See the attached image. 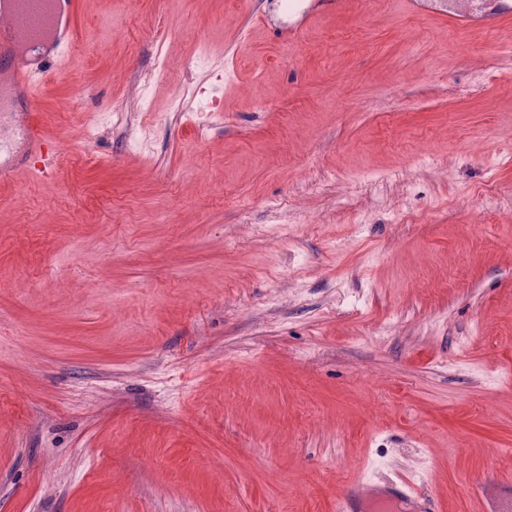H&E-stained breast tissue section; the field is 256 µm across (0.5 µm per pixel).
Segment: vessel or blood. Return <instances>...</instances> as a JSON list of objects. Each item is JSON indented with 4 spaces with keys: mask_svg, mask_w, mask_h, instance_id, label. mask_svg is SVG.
Masks as SVG:
<instances>
[{
    "mask_svg": "<svg viewBox=\"0 0 512 512\" xmlns=\"http://www.w3.org/2000/svg\"><path fill=\"white\" fill-rule=\"evenodd\" d=\"M75 11L76 0H9L8 9L0 10V82L9 85L14 96L10 102L0 100V128L9 136L8 143L0 145V183L21 174L44 177L52 170L42 161L47 140L30 106L74 42ZM510 18L512 9L503 7L474 18L457 15L453 21L462 28L473 23L493 28ZM399 499L416 501L415 512H433L430 496L406 481L387 488L359 479L337 499L335 512H366L372 502Z\"/></svg>",
    "mask_w": 512,
    "mask_h": 512,
    "instance_id": "vessel-or-blood-1",
    "label": "vessel or blood"
}]
</instances>
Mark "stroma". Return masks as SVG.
I'll return each instance as SVG.
<instances>
[{"instance_id":"35a3bbf8","label":"stroma","mask_w":512,"mask_h":512,"mask_svg":"<svg viewBox=\"0 0 512 512\" xmlns=\"http://www.w3.org/2000/svg\"><path fill=\"white\" fill-rule=\"evenodd\" d=\"M80 0L0 187V512H442L512 473V20ZM450 18L457 26L462 28L468 27L471 23L493 28L504 20H510L511 10L502 6L496 13L482 14L480 16L452 15ZM391 491H386L385 486L362 480H352L345 494L336 500V512H363L367 506L375 501L382 500H414L420 504L419 508H413L414 512H432L435 508L428 494L418 492L410 483L400 480L388 484Z\"/></svg>"}]
</instances>
